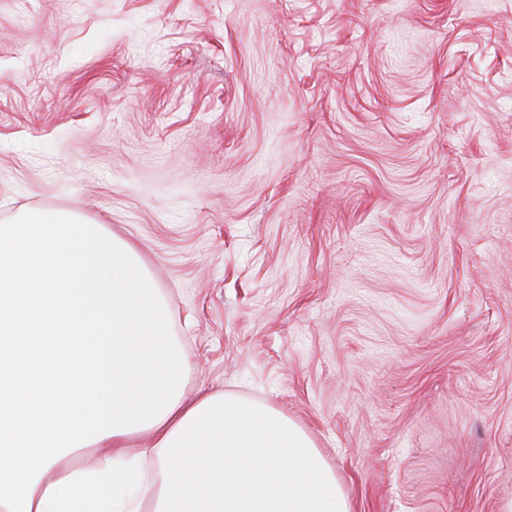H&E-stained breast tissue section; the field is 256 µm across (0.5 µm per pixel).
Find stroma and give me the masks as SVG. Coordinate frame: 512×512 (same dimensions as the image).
Returning <instances> with one entry per match:
<instances>
[{"label":"stroma","mask_w":512,"mask_h":512,"mask_svg":"<svg viewBox=\"0 0 512 512\" xmlns=\"http://www.w3.org/2000/svg\"><path fill=\"white\" fill-rule=\"evenodd\" d=\"M133 241L351 512H512V0H0V224Z\"/></svg>","instance_id":"stroma-1"}]
</instances>
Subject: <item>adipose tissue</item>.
Here are the masks:
<instances>
[{
	"mask_svg": "<svg viewBox=\"0 0 512 512\" xmlns=\"http://www.w3.org/2000/svg\"><path fill=\"white\" fill-rule=\"evenodd\" d=\"M134 243L71 214L0 225V512H350L306 430L188 367ZM153 445L130 453L137 434ZM91 449L95 462L75 454ZM160 481L134 494L147 465Z\"/></svg>",
	"mask_w": 512,
	"mask_h": 512,
	"instance_id": "adipose-tissue-1",
	"label": "adipose tissue"
}]
</instances>
